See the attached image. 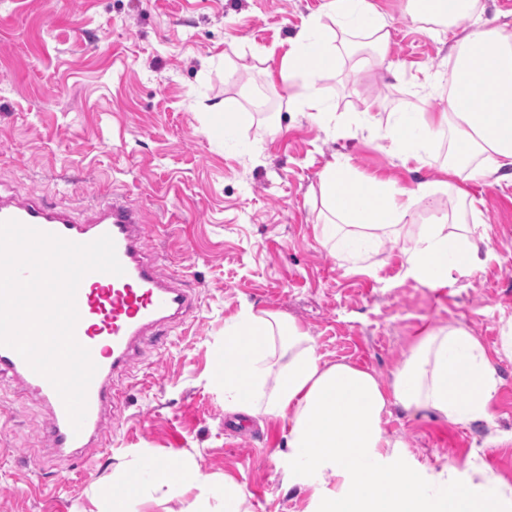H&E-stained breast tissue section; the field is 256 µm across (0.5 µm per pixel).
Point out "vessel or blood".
Here are the masks:
<instances>
[{"label":"vessel or blood","mask_w":512,"mask_h":512,"mask_svg":"<svg viewBox=\"0 0 512 512\" xmlns=\"http://www.w3.org/2000/svg\"><path fill=\"white\" fill-rule=\"evenodd\" d=\"M16 220L69 241L86 244L110 235L124 269L116 276L87 274L76 294L79 321L75 337L97 366L87 391L81 430H73L64 403L51 383L33 372L13 349L0 346V374L23 380L50 411L48 430L55 448H96L102 442V416L118 399L115 371L127 367L137 343L155 340L159 329L183 324L192 305L179 279L162 275L144 250L145 225L130 206L112 201L77 216L43 198L0 195V221Z\"/></svg>","instance_id":"b4317fda"}]
</instances>
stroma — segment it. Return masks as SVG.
Returning a JSON list of instances; mask_svg holds the SVG:
<instances>
[{
  "label": "stroma",
  "mask_w": 512,
  "mask_h": 512,
  "mask_svg": "<svg viewBox=\"0 0 512 512\" xmlns=\"http://www.w3.org/2000/svg\"><path fill=\"white\" fill-rule=\"evenodd\" d=\"M374 2L390 25L386 62L365 43L343 54L319 87L331 115L317 123L289 109L305 88L284 81L281 64L323 0H0V193L80 212L112 199L137 208L148 254L195 305L164 343L142 344L113 374L122 396L103 423L107 447L52 448L45 406L0 377V512H112L116 498L125 512H194L197 486L132 491L149 456L217 488L232 478L245 512H313L309 491L287 483L281 424L224 409V323L245 306L290 318L323 361L384 382L425 330L467 328L497 370L492 422L396 408L384 427L423 469L482 468L512 485V358L501 351L512 187L448 178L447 137L425 167L375 137L421 96L447 108L450 61L447 34L406 18V0ZM219 111L251 116L232 142ZM335 160L400 187L465 186L483 200L494 259L431 289L405 278L402 246L387 239L373 271L348 270L318 239L320 174Z\"/></svg>",
  "instance_id": "stroma-1"
}]
</instances>
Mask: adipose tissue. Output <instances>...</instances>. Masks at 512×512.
Wrapping results in <instances>:
<instances>
[{"instance_id": "1", "label": "adipose tissue", "mask_w": 512, "mask_h": 512, "mask_svg": "<svg viewBox=\"0 0 512 512\" xmlns=\"http://www.w3.org/2000/svg\"><path fill=\"white\" fill-rule=\"evenodd\" d=\"M407 13L443 25L455 34L449 50V109L395 112L376 138L422 166L433 146L449 136L447 171L466 181L512 186V32L479 23V0H408ZM325 14L341 31L370 37L377 50L389 44L385 15L371 0H327ZM340 57L320 20H311L282 63L288 76L302 75L306 92L289 98L290 109L316 121L328 117L318 84L337 69ZM320 227L331 254L361 272L374 269L382 238L401 241L404 275L436 289L453 273L473 274L492 259L486 226L475 199H464L456 222L441 216L415 226L405 218L436 186L406 189L361 185L346 162L321 173ZM225 350L235 361L224 371V407L230 412L280 421L289 448V484L312 488V499L335 512H435L458 501L482 512H499L511 488L479 475L461 480L455 467L428 473L401 465L403 441L384 428L390 407L426 410L453 423L492 421L497 391L494 366L476 336L461 326L433 328L420 336L388 382L355 365L328 364L297 324L280 314L247 307L224 325Z\"/></svg>"}]
</instances>
